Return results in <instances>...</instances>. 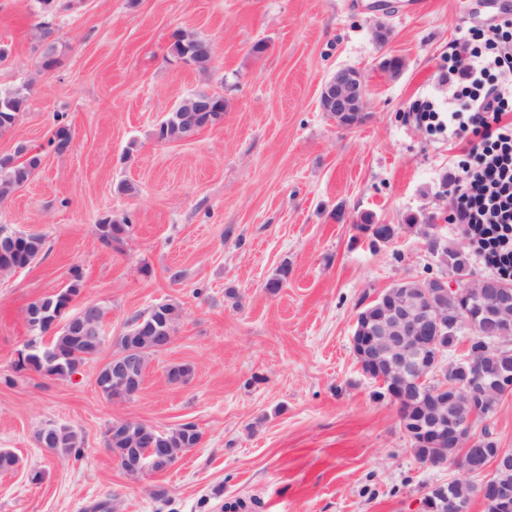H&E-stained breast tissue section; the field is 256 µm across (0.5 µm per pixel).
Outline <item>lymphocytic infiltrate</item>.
Here are the masks:
<instances>
[{"label":"lymphocytic infiltrate","instance_id":"1","mask_svg":"<svg viewBox=\"0 0 512 512\" xmlns=\"http://www.w3.org/2000/svg\"><path fill=\"white\" fill-rule=\"evenodd\" d=\"M512 10L501 9L472 38L454 43L436 75L454 87L447 109L434 99L415 109L418 125L447 133L465 149L448 179L453 223L497 276L512 279Z\"/></svg>","mask_w":512,"mask_h":512}]
</instances>
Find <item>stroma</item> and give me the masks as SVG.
<instances>
[{
    "label": "stroma",
    "mask_w": 512,
    "mask_h": 512,
    "mask_svg": "<svg viewBox=\"0 0 512 512\" xmlns=\"http://www.w3.org/2000/svg\"><path fill=\"white\" fill-rule=\"evenodd\" d=\"M487 17L480 0L414 11L407 0H56L49 12L0 0V89L27 91L0 154L24 145L42 158L0 203V224L46 240L38 263L0 274V449L19 459L0 472V512H424L426 492L459 472L417 460L351 338L379 293L443 274L409 217L467 243L440 194L461 148L411 112L437 95L449 46ZM180 29L213 43L209 71L172 55ZM49 45L58 64L46 71ZM389 58L399 76L382 71ZM346 67L366 88L367 116L351 130L320 106L323 82ZM202 90L223 96V122L159 141ZM62 125L72 145L59 153L49 141ZM366 213L396 228L392 245L363 235ZM105 215L129 226L119 246L98 239ZM75 266L76 302L103 309L110 345L69 379L16 371L29 304ZM165 301L182 309L172 344L150 357L136 397H103L95 373L114 338ZM174 364L191 366L187 382H169ZM118 419L163 432L191 422L203 439L133 479L104 445ZM49 425L80 431L79 455L42 448Z\"/></svg>",
    "instance_id": "stroma-1"
}]
</instances>
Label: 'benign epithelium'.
Here are the masks:
<instances>
[{
    "mask_svg": "<svg viewBox=\"0 0 512 512\" xmlns=\"http://www.w3.org/2000/svg\"><path fill=\"white\" fill-rule=\"evenodd\" d=\"M323 111L338 117L337 127L357 126L355 117L364 114L366 96L361 72L343 68L326 80L320 92ZM424 238L423 248L442 267H448V241L435 232ZM69 301L54 314L52 325L66 330L77 329L97 350L105 343L102 325L95 317L96 305H82L72 311ZM482 339L490 347L512 348V287L507 288L489 278L472 280L456 277L450 285L444 278L427 280L403 279L382 295L379 314L367 319L358 313L352 336L357 356L383 367L387 374V394L398 403L405 434L416 439L434 432L439 447L432 448L425 462L434 467L448 464L467 474H479L480 482L463 480L448 482V512H469L472 497H479L486 512H512V449L489 447L491 437L475 432L483 413L479 405L483 397L494 392H512V365L488 363L475 350H467L459 358L444 360L440 341L462 328ZM27 340L21 355L44 350V365L53 366V354L36 330ZM146 356L130 347L113 354L102 367L109 381L128 384L139 381ZM439 384L427 395L425 409L428 421H413L409 407L415 396L422 395L429 377ZM117 456L129 477H137L150 469L141 450L119 448Z\"/></svg>",
    "mask_w": 512,
    "mask_h": 512,
    "instance_id": "1",
    "label": "benign epithelium"
}]
</instances>
